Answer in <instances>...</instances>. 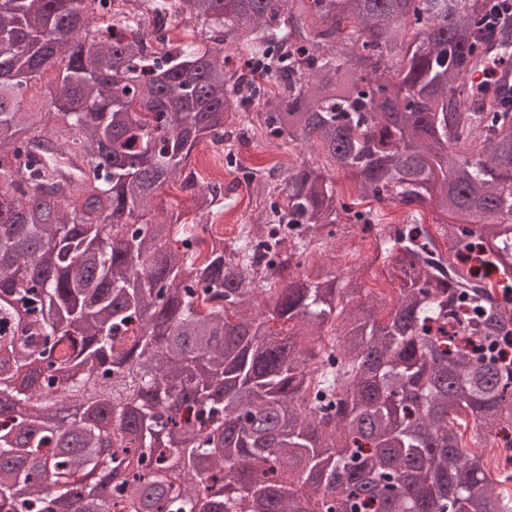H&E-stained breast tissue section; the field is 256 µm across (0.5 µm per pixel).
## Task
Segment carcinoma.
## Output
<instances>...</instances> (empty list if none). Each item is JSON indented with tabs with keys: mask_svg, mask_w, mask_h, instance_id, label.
<instances>
[{
	"mask_svg": "<svg viewBox=\"0 0 512 512\" xmlns=\"http://www.w3.org/2000/svg\"><path fill=\"white\" fill-rule=\"evenodd\" d=\"M104 2L0 0V512H135L158 487L154 512H512V473L464 441L470 417L481 447L512 433V304L470 270L512 281V111L466 83L482 0H127L94 27ZM179 19L206 46L156 55L149 28ZM49 69L45 134L22 100ZM245 124L331 172L254 179L271 202L227 238L202 221L224 191L190 156L232 159ZM63 155L77 178L56 175ZM167 179L200 221L143 220ZM434 198L456 217L435 236L418 223ZM352 221L399 279L382 320L336 264ZM89 393L66 451L40 406ZM105 444L125 473L108 498Z\"/></svg>",
	"mask_w": 512,
	"mask_h": 512,
	"instance_id": "cac0c4a2",
	"label": "carcinoma"
}]
</instances>
